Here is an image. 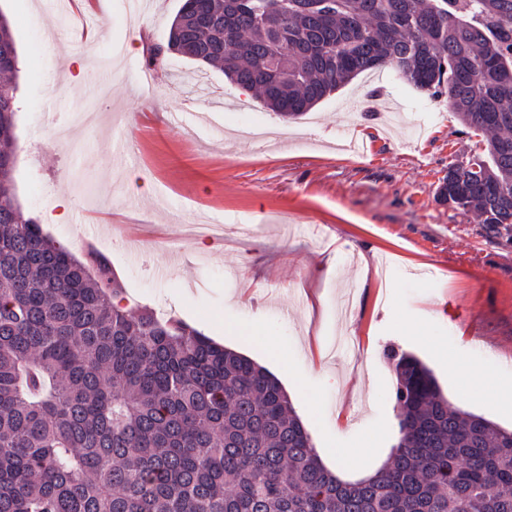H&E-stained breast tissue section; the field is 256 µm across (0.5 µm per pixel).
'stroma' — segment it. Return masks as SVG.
I'll return each mask as SVG.
<instances>
[{"mask_svg":"<svg viewBox=\"0 0 512 512\" xmlns=\"http://www.w3.org/2000/svg\"><path fill=\"white\" fill-rule=\"evenodd\" d=\"M126 2L66 14L0 0L19 56L24 217L79 257L85 229L111 225L99 249L124 306L265 367L314 447L361 449L341 480L376 473L398 443L392 350L422 360L453 406L512 429L511 409L448 370L512 381V240L437 198L477 141L447 98L385 67L284 118L204 64L149 68L181 0L144 16Z\"/></svg>","mask_w":512,"mask_h":512,"instance_id":"1","label":"stroma"}]
</instances>
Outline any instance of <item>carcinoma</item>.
Returning <instances> with one entry per match:
<instances>
[{
	"label": "carcinoma",
	"instance_id": "1",
	"mask_svg": "<svg viewBox=\"0 0 512 512\" xmlns=\"http://www.w3.org/2000/svg\"><path fill=\"white\" fill-rule=\"evenodd\" d=\"M183 0L167 55L294 119L389 67L490 134L438 198L512 236V0ZM0 512H512V430L448 403L390 352L400 439L356 483L322 464L287 393L187 323L122 305L103 254L55 242L14 200L16 42L0 13Z\"/></svg>",
	"mask_w": 512,
	"mask_h": 512
}]
</instances>
